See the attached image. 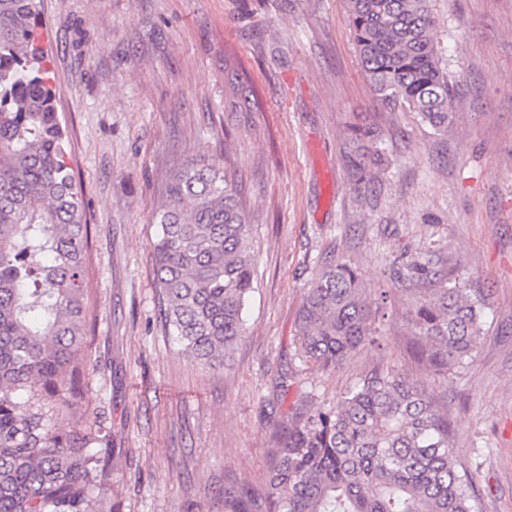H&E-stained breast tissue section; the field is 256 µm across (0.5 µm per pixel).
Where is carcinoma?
Returning <instances> with one entry per match:
<instances>
[{"label": "carcinoma", "instance_id": "1", "mask_svg": "<svg viewBox=\"0 0 512 512\" xmlns=\"http://www.w3.org/2000/svg\"><path fill=\"white\" fill-rule=\"evenodd\" d=\"M41 0H0V512H112L111 474L92 442L111 421L60 433L32 404L69 382L83 388L85 255L90 227L68 166L55 79L47 66ZM360 64L378 101L407 108L443 131L456 119L430 0H347ZM225 96L238 110L243 84L229 62ZM349 157L364 181L381 148L355 130ZM155 288L165 323L196 361L222 367L245 334L254 289L249 225L238 185L214 164L192 161L166 186L156 214ZM411 292L419 359L447 375L471 357L484 302L437 281L417 259L396 268ZM381 305L349 262L315 272L297 315L296 352L334 368L378 340ZM265 484L224 487V512H477L472 477L452 454V429L424 383L375 369L335 406L293 411L273 425Z\"/></svg>", "mask_w": 512, "mask_h": 512}]
</instances>
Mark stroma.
Masks as SVG:
<instances>
[{"mask_svg": "<svg viewBox=\"0 0 512 512\" xmlns=\"http://www.w3.org/2000/svg\"><path fill=\"white\" fill-rule=\"evenodd\" d=\"M57 108L87 206L84 391L40 398L54 428L111 419L99 455L118 512H224L225 482L260 485L274 424L335 405L392 367L423 381L474 475L478 512H512V0H432L457 114L434 131L383 111L359 63L345 0H41ZM244 67L258 109H224V59ZM364 113L383 148L370 185L349 176L348 129ZM203 160L240 185L254 291L229 367L174 340L151 262L170 176ZM427 261L485 299L471 359L448 377L416 357L413 308L394 267ZM347 261L368 298L389 291L379 344L313 370L294 355L313 273Z\"/></svg>", "mask_w": 512, "mask_h": 512, "instance_id": "35a3bbf8", "label": "stroma"}]
</instances>
